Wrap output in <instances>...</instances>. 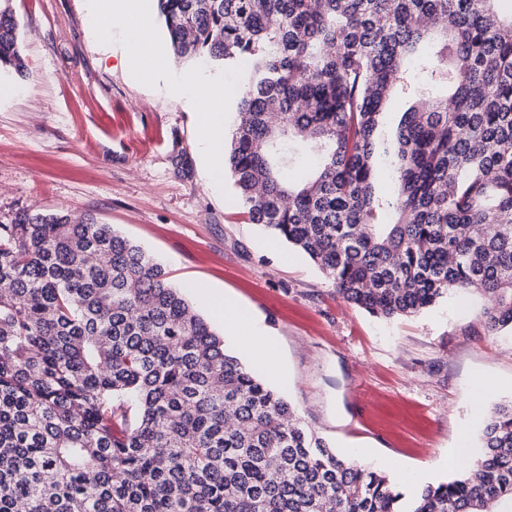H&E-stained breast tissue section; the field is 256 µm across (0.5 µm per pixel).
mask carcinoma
<instances>
[{
  "mask_svg": "<svg viewBox=\"0 0 512 512\" xmlns=\"http://www.w3.org/2000/svg\"><path fill=\"white\" fill-rule=\"evenodd\" d=\"M154 2L177 59L239 72L223 165L250 223L374 316L455 292L512 329L508 0ZM17 32L0 0V65L21 72ZM396 92L414 105L381 148ZM475 466L405 493L329 448L111 225L0 224V512H512V401Z\"/></svg>",
  "mask_w": 512,
  "mask_h": 512,
  "instance_id": "cac0c4a2",
  "label": "carcinoma"
}]
</instances>
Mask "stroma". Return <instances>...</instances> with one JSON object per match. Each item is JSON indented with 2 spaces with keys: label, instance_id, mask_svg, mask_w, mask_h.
<instances>
[{
  "label": "stroma",
  "instance_id": "obj_1",
  "mask_svg": "<svg viewBox=\"0 0 512 512\" xmlns=\"http://www.w3.org/2000/svg\"><path fill=\"white\" fill-rule=\"evenodd\" d=\"M24 73L0 71V219L21 210L109 224L164 266L201 315V286L242 307L275 345L227 349L342 453L393 477L465 473L452 449L476 446L487 411L512 399V331L487 335L480 301L449 295L398 319L345 302L302 252L241 214L230 181H211L196 115L165 79L121 65L122 38L100 39L88 0H10ZM488 390L478 395V381Z\"/></svg>",
  "mask_w": 512,
  "mask_h": 512
}]
</instances>
